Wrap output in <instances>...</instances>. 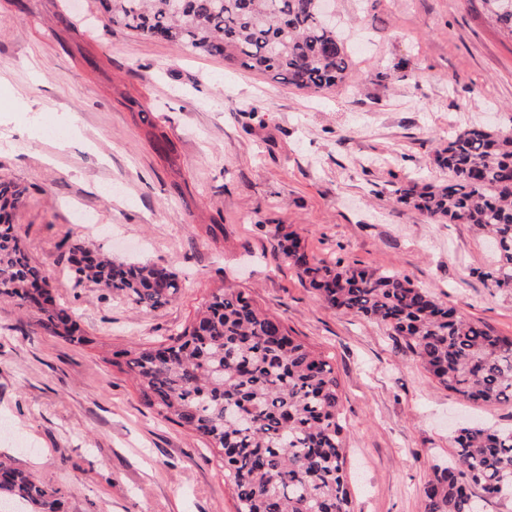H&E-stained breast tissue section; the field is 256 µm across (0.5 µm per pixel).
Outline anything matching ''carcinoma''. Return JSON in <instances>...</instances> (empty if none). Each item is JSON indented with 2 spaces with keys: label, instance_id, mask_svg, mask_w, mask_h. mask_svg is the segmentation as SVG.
Wrapping results in <instances>:
<instances>
[{
  "label": "carcinoma",
  "instance_id": "cac0c4a2",
  "mask_svg": "<svg viewBox=\"0 0 512 512\" xmlns=\"http://www.w3.org/2000/svg\"><path fill=\"white\" fill-rule=\"evenodd\" d=\"M512 34V0H481ZM108 25L224 59L299 91L323 92L353 74L348 42L324 22L321 0H98ZM448 181L401 182L393 202L439 224H471L494 260L477 270L489 293L512 292V130L471 126L433 157ZM26 188L0 181V298L41 330L87 343L69 307L56 302L43 269L25 254L12 213ZM281 259L320 300L402 337L440 386L474 404H512V336L467 319L397 272L327 261L308 253L284 224L265 225ZM75 284L87 280L136 309L175 300L172 266L123 263L67 248ZM126 373L145 405L218 450L237 512H352L342 395L328 357L292 335L244 291L211 294L167 344L125 352ZM454 460L424 486L425 512H484L512 496V429L459 428ZM0 506L61 512L59 491L0 461Z\"/></svg>",
  "mask_w": 512,
  "mask_h": 512
}]
</instances>
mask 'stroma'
<instances>
[{
  "instance_id": "stroma-1",
  "label": "stroma",
  "mask_w": 512,
  "mask_h": 512,
  "mask_svg": "<svg viewBox=\"0 0 512 512\" xmlns=\"http://www.w3.org/2000/svg\"><path fill=\"white\" fill-rule=\"evenodd\" d=\"M83 3L85 24L68 31L60 0H0V180L26 187L13 216L26 253L89 339L34 329L0 302V455L59 489L62 512H236L221 463L110 362L232 287L329 356L353 512H423L420 490L453 459L456 429L512 428V406L469 403L401 338L319 301L263 227L292 226L316 257L406 275L512 336V293L477 278L491 254L473 227L425 222L388 192L443 180L433 152L452 133L512 128V35L478 0H336L337 21L358 22L360 84L311 94L109 27L96 0ZM398 68L399 81H378ZM159 134L175 164L154 150ZM65 239L174 267L183 288L161 308H131L68 278Z\"/></svg>"
}]
</instances>
